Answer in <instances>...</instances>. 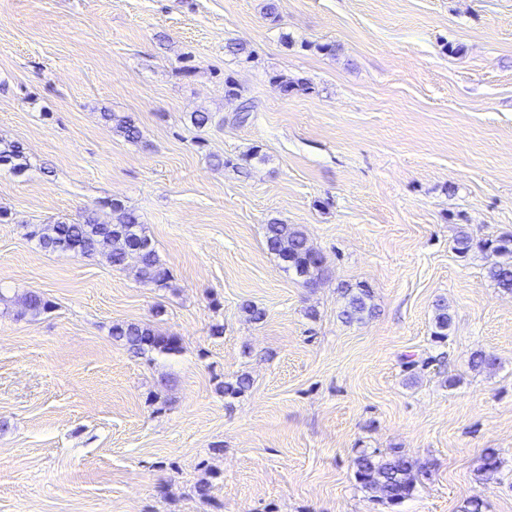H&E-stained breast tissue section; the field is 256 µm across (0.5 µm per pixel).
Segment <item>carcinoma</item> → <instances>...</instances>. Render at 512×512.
<instances>
[{"label": "carcinoma", "instance_id": "obj_1", "mask_svg": "<svg viewBox=\"0 0 512 512\" xmlns=\"http://www.w3.org/2000/svg\"><path fill=\"white\" fill-rule=\"evenodd\" d=\"M286 93L306 94L311 86L303 78L278 76ZM116 130L129 141H137L142 131L130 116L116 120ZM0 165L10 166L14 173L23 172L27 156L19 145L0 150ZM112 221L102 222L93 211L86 212L78 221H58L43 224L29 232L39 248L47 252H70L76 256L101 255L114 268L124 269L130 265L136 269L137 277L165 288L169 271L162 262L156 242L148 236L138 216L119 200L109 204ZM265 246L269 253L281 262L283 271L295 275L310 288H316L323 280L324 258L320 250L310 242L306 233L294 224L273 221L265 225ZM455 251L466 257L475 249L491 252L497 260L486 267V277L501 292L512 294V235L476 238L471 232L462 230L455 238ZM344 300L339 316L347 323L360 322L375 314L372 289L364 284H345L340 288ZM21 314L35 318L49 308V301L40 293L27 292L18 298ZM452 318L448 305L440 300L435 305L432 336L441 342L448 338ZM112 338L121 342L132 354L139 356L149 352L174 354L180 351L176 336L162 334L147 324L136 322L118 323L112 326ZM471 369L481 371L496 365V358L479 351L472 355ZM354 476L359 485L374 501L395 507L410 498L419 477L427 470L398 448L382 453L362 450L354 459ZM500 459L494 449L486 452L478 467L479 480L490 483L497 480Z\"/></svg>", "mask_w": 512, "mask_h": 512}]
</instances>
